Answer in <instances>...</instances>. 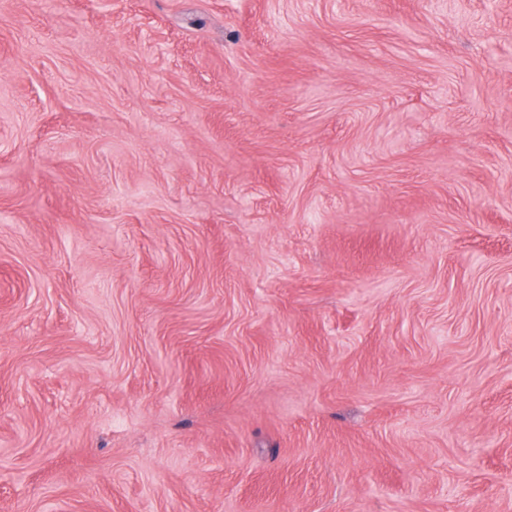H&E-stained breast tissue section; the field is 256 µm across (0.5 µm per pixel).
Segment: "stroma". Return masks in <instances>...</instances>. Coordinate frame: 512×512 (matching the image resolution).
Returning <instances> with one entry per match:
<instances>
[{
	"mask_svg": "<svg viewBox=\"0 0 512 512\" xmlns=\"http://www.w3.org/2000/svg\"><path fill=\"white\" fill-rule=\"evenodd\" d=\"M0 505L512 512V0H0Z\"/></svg>",
	"mask_w": 512,
	"mask_h": 512,
	"instance_id": "obj_1",
	"label": "stroma"
}]
</instances>
